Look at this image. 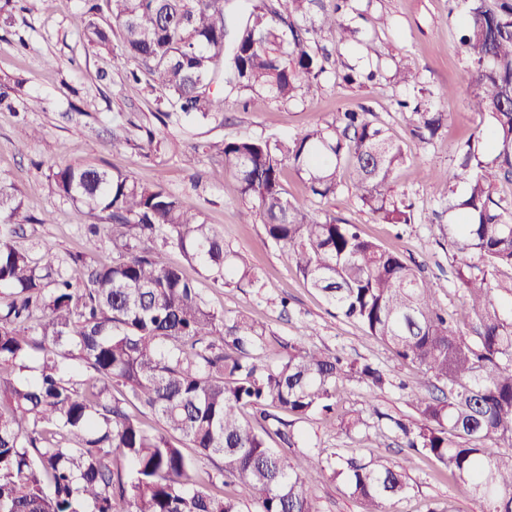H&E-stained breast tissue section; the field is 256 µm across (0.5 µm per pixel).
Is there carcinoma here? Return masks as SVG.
I'll return each mask as SVG.
<instances>
[{"label": "carcinoma", "mask_w": 512, "mask_h": 512, "mask_svg": "<svg viewBox=\"0 0 512 512\" xmlns=\"http://www.w3.org/2000/svg\"><path fill=\"white\" fill-rule=\"evenodd\" d=\"M228 0H108L112 25L91 21L90 43L120 33L121 56L151 71L166 102L186 117L214 119L224 96L208 85L220 74L232 90L291 99L318 91L323 67L309 44L315 28L355 33L344 22L351 0L313 12L321 0H266L250 10L226 45ZM475 87L470 107L488 116L494 154L467 145L453 174L467 186L448 192L460 215L452 228L461 250L477 259L459 271L478 339L462 336L429 283L394 251L365 239L353 224L321 220L291 202L284 167L305 176L311 195L333 196L340 170L352 171L351 193L376 220L406 224L392 193L405 162L400 145L369 112L348 111L290 140L234 139L218 147L224 187L252 203L245 220L261 218L266 237L283 247L296 272L345 317L424 367L448 395L416 397L418 416L392 420L406 447L434 458L448 477L479 498L484 512H512V316L493 290L512 296V282L492 285L512 268V217L494 200L499 178H512V0H466L459 36ZM412 132L431 140L448 121L408 100ZM58 193L112 223V264L88 266L79 277L18 250L16 227L30 221L14 187L0 180V512H239V498L257 512H319L307 478L266 446L243 417L280 409L304 418L333 410L346 377L386 388L369 363L285 344L288 355L269 368L254 355L264 326L240 313L207 307L198 285L163 262L154 242L180 250L212 280L257 287L259 276L200 214L160 186H144L105 169L67 165L52 171ZM18 370L23 376L13 377ZM149 408L163 432L146 430L130 409ZM198 454L221 465L198 480ZM352 494L368 512L410 492L385 460L350 458ZM239 497L224 496V476Z\"/></svg>", "instance_id": "obj_1"}]
</instances>
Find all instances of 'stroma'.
Here are the masks:
<instances>
[{
  "mask_svg": "<svg viewBox=\"0 0 512 512\" xmlns=\"http://www.w3.org/2000/svg\"><path fill=\"white\" fill-rule=\"evenodd\" d=\"M351 6L356 41L339 43L336 33L326 30L313 36L316 45L330 53L315 95L300 92L280 100L242 90L227 95L219 119L191 122L174 110L157 120L164 109L163 94L149 71L140 69L138 80H129V64L118 44L94 48L86 42L88 20L111 25L107 0H0V91L8 92L10 100L0 106V179L14 186L24 213L32 218L16 245L35 259L47 256L65 265L75 255L93 265L111 263L117 255L108 230L98 249L86 252L87 228L97 218L59 195L51 169L93 165L164 187L223 236L226 250L259 272V287L228 286L204 279L200 268L178 249L157 247L162 261L182 266L186 276L198 282L209 308L229 316L243 313L264 324L266 334L257 352L261 360L278 364L285 343L300 338L307 346L374 364L391 380L382 391L352 378L339 382L335 414L294 420L290 443L277 435V422L246 410L247 420L267 429L268 447L287 464L301 462L307 469L322 470V478L310 485L319 512L366 510L345 480L330 470L340 455L381 458L404 467L411 491L393 502L391 512H483L482 503L449 480L434 459L402 448L392 429V419L407 423L415 418L414 395H440L443 383L399 359L388 345L309 288L281 246L267 239L260 218L243 222L248 203L225 190L224 161L214 150L226 139H290L312 125L333 121L338 113L368 109L406 155L395 175L394 193L405 205L409 223H376L345 188L327 198L311 196L290 168L283 177L288 197L319 216L357 225L366 238L399 252L448 311L466 305L457 277L462 255L448 232L458 221L448 209V197L463 195L466 187L430 180L434 172L455 170L467 143L490 147L485 136L488 117L469 109L474 87L469 64L457 47L465 4L352 0ZM381 15L386 26H371V19ZM349 66L380 70L381 77L362 86L346 83L342 75ZM402 67L412 70L409 83L394 78ZM405 97L425 100L431 111L447 113V123L433 140L424 142L411 134L397 106ZM23 124L37 129L38 137L22 141L18 129ZM116 137L126 140L125 149L113 150ZM372 404L378 415L369 413ZM353 414L361 415L362 424L342 430L341 418Z\"/></svg>",
  "mask_w": 512,
  "mask_h": 512,
  "instance_id": "obj_1",
  "label": "stroma"
}]
</instances>
